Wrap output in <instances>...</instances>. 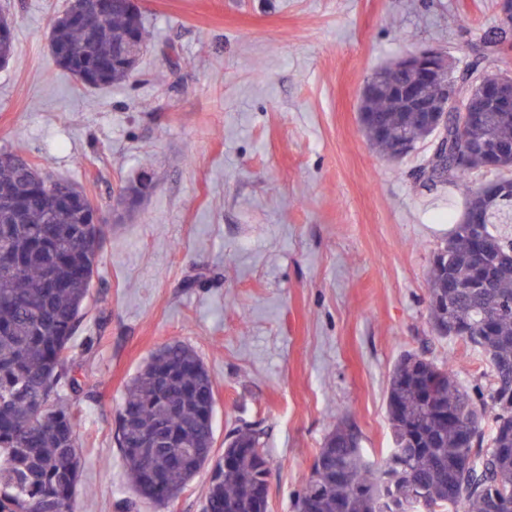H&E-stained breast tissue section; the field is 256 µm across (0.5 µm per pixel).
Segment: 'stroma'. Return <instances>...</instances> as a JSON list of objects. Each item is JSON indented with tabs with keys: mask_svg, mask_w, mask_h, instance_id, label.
<instances>
[{
	"mask_svg": "<svg viewBox=\"0 0 512 512\" xmlns=\"http://www.w3.org/2000/svg\"><path fill=\"white\" fill-rule=\"evenodd\" d=\"M64 3L0 0L15 35L0 148L78 184L112 227L69 354L84 388L75 512H123L133 498L115 418L174 340L212 377L215 454L232 428L263 430L268 512H292L335 413L367 456L386 454L388 379L404 352L487 384L485 358L429 321L428 269L466 190L422 186L430 143L382 156L358 108L377 68L425 47L461 63L479 43L512 72L497 0H142L149 51L104 90L53 63ZM144 170L152 188L128 209L122 189ZM208 480L201 471L138 512H200Z\"/></svg>",
	"mask_w": 512,
	"mask_h": 512,
	"instance_id": "obj_1",
	"label": "stroma"
}]
</instances>
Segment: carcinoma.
<instances>
[{"instance_id": "carcinoma-1", "label": "carcinoma", "mask_w": 512, "mask_h": 512, "mask_svg": "<svg viewBox=\"0 0 512 512\" xmlns=\"http://www.w3.org/2000/svg\"><path fill=\"white\" fill-rule=\"evenodd\" d=\"M66 14L57 15L49 39L57 67L88 89L126 81L136 65H122L115 53L128 44L137 58L147 51L142 16L110 2L86 27ZM13 53L12 21L3 15L0 66ZM450 76L465 92L459 112L481 98L483 83L506 73L474 52ZM360 111L366 137L387 154L398 139L412 150L434 135L426 113L382 86L360 100ZM443 136L466 147L467 158H448V172L437 176L430 155L423 176L464 184L467 197L428 271L429 312L433 325L453 328L450 339L485 357L490 385L469 389L452 362L403 353L389 379L388 455L366 457L355 427L336 417L293 512H512V237L474 219L480 210L512 220V112H484L479 123L450 125ZM12 157L0 151V255L15 266L0 275V512H63L81 477L73 411L81 385L68 353L109 228L89 223L84 209L53 207L42 190H29ZM212 394L205 365L180 341L161 347L134 377L115 435L142 498L169 499L206 468L204 458L180 450L213 449ZM488 413L494 427L485 448ZM224 449L234 462L209 473L202 512H261L270 474L263 433L235 427Z\"/></svg>"}]
</instances>
